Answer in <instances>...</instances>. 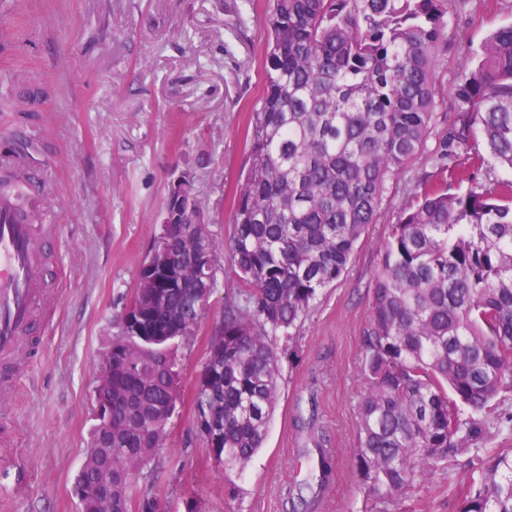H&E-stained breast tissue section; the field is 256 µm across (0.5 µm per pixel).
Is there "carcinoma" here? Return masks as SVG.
Masks as SVG:
<instances>
[{
    "label": "carcinoma",
    "mask_w": 512,
    "mask_h": 512,
    "mask_svg": "<svg viewBox=\"0 0 512 512\" xmlns=\"http://www.w3.org/2000/svg\"><path fill=\"white\" fill-rule=\"evenodd\" d=\"M451 0H272L266 92L248 123L249 166L235 190L224 326L204 361L224 472L262 447L277 403L280 360L296 352L317 296L344 273L377 222L388 185L423 150L448 44ZM454 93L455 121L378 247L361 343L357 470L373 512H397L419 479L470 470L456 512H512V25L474 52ZM469 183L462 188L463 183ZM168 226L172 284L135 288L112 339V428L101 420L75 477L81 512H160L139 482L163 445L181 395L179 343L204 316L209 290L190 257L198 237ZM173 328L130 333L126 316ZM319 491L329 448L307 452ZM112 481V498L102 493Z\"/></svg>",
    "instance_id": "cac0c4a2"
}]
</instances>
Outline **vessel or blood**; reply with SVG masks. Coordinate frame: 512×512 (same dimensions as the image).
<instances>
[{"label": "vessel or blood", "mask_w": 512, "mask_h": 512, "mask_svg": "<svg viewBox=\"0 0 512 512\" xmlns=\"http://www.w3.org/2000/svg\"><path fill=\"white\" fill-rule=\"evenodd\" d=\"M44 197L43 183L31 179L23 181L20 195H0V360L17 355L34 306L46 294L39 245L44 227L20 217Z\"/></svg>", "instance_id": "b4317fda"}]
</instances>
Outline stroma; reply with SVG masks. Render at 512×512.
<instances>
[{
  "mask_svg": "<svg viewBox=\"0 0 512 512\" xmlns=\"http://www.w3.org/2000/svg\"><path fill=\"white\" fill-rule=\"evenodd\" d=\"M268 0H0V155L10 132L37 142L29 175L48 183L55 227L43 240L53 304L39 311L31 359L9 366L0 399V512H79L73 486L93 422L95 373L139 265L160 232L182 172L220 241L248 165L247 121L265 92ZM512 23V0H460L422 153L393 182L343 276L322 290L283 356L263 448L232 479L211 455L194 412L208 346L224 320L225 259L200 324L180 347L183 399L155 461L163 512H365L353 457L364 395L361 337L370 319L378 245L412 201L417 179L455 120L454 90L473 52ZM318 433L335 455L316 493L305 450ZM466 472H436L400 501L402 512H455Z\"/></svg>",
  "mask_w": 512,
  "mask_h": 512,
  "instance_id": "1",
  "label": "stroma"
}]
</instances>
